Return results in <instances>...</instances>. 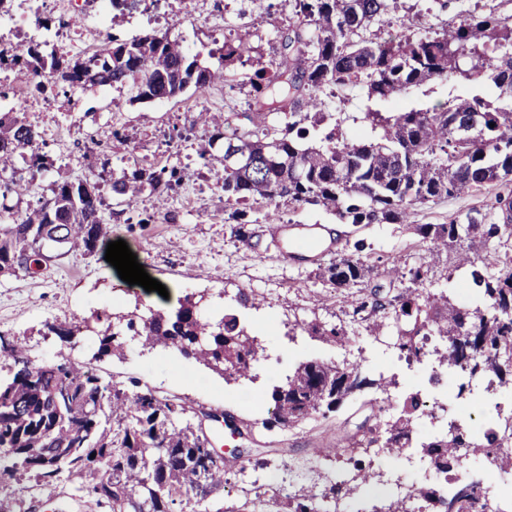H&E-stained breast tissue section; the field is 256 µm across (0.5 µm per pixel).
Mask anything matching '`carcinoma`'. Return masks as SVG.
Listing matches in <instances>:
<instances>
[{
  "label": "carcinoma",
  "instance_id": "cac0c4a2",
  "mask_svg": "<svg viewBox=\"0 0 512 512\" xmlns=\"http://www.w3.org/2000/svg\"><path fill=\"white\" fill-rule=\"evenodd\" d=\"M296 19L289 22L280 59L256 72L254 128L239 130L229 119L219 123L199 113L219 133L200 146L203 164L224 169V204L236 220L235 235L251 242L241 206L262 200L319 206L343 224H404L409 209L441 198L512 185V25L495 10L477 14L460 10L448 27L418 37L383 43L363 36L370 26L392 23L396 0H295ZM27 77L44 93L61 88L117 86L133 101L168 100L188 85L205 88L221 74L201 65L169 32L131 40L109 36L87 59H74L64 49L46 50L44 42H14L0 36V69ZM462 77L489 84L495 105L478 94L455 104L425 111H400L366 118L381 127L372 141L347 142L333 131L319 138L310 128V111L321 106L322 88L360 86L368 96L397 98L422 83ZM23 108L0 112V275L18 269L38 273L55 259L81 249L96 252L108 235L101 214L103 173L90 172L72 183H57L52 196L22 213L6 204L21 196L29 180L8 171L16 155H29L30 180L50 170L42 153L43 139L20 116ZM223 141L220 154L212 153ZM245 154L246 164L232 157ZM184 171L177 166L158 171L136 170L110 179L112 193L131 204L144 192L164 200ZM429 255L460 246L457 267L474 264L476 243L498 241L501 251L492 266L471 276L485 304L471 308L454 290L424 293L408 288L391 321L376 317L378 303L362 302L354 313L368 311L367 335L378 337L394 328L393 348L420 362L435 358L438 366L460 370L485 384L484 393L512 385V191L495 193L484 212H469L447 224H420ZM467 246H462V243ZM371 272L359 258H341L321 271L335 288H352ZM200 301L188 295L179 309L158 311L126 328L141 346L171 345L183 355L236 379L251 377L265 348L227 313L213 323L199 313ZM48 332L69 339L84 332L98 337L97 357L124 356L125 343L111 316L69 324L47 323ZM328 345L350 341L345 329L314 320L297 324ZM10 362L11 379L0 381V485L32 477L30 498L51 494L63 480L98 509L107 512H196L207 497L224 486V462L209 458L207 438L187 423L177 425L185 407L160 398L137 380L129 385L106 383L92 369L68 360L35 363L21 342L0 339V360ZM393 381L380 372L371 378L361 364L314 360L300 365L272 393L274 417L295 427L316 415L327 416L343 403L377 405L369 390L386 393ZM422 416L416 392L394 407L391 420L376 423L351 443L355 478L332 484L333 499H350L371 485L376 472L353 457L355 449L382 448L399 458L412 443L415 422ZM430 478L440 480L466 463L479 468L494 457L498 469L512 467V416L501 417L497 429L476 436L454 422L441 436L422 432L420 443ZM484 500L478 481L458 485L448 496L413 487L412 497L392 499L374 512H480ZM288 512H320L316 497H288Z\"/></svg>",
  "mask_w": 512,
  "mask_h": 512
}]
</instances>
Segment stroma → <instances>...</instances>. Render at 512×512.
Returning a JSON list of instances; mask_svg holds the SVG:
<instances>
[{
    "mask_svg": "<svg viewBox=\"0 0 512 512\" xmlns=\"http://www.w3.org/2000/svg\"><path fill=\"white\" fill-rule=\"evenodd\" d=\"M487 3L501 17L512 19V0H452L446 8L439 0H397L394 24L377 30L376 35L384 40L402 29L411 35L430 28L439 30L457 10H479ZM98 7L107 13L112 10L110 0L99 6L94 0H42L39 23L5 28L0 35L16 42L42 39L47 30L59 31L68 36L70 54L86 58L106 36L129 39L166 30L202 65L222 72L224 78L202 90L188 87L177 98L163 101L133 103L127 91L109 86L61 93L48 100L16 72L0 70V96L9 100L17 89H24L31 102L26 119L41 132L43 150L54 161L48 172L33 181L21 205H36L50 197L53 182L79 181L93 167L105 166L118 173L173 165L186 169L184 180L169 191L162 204L147 194L132 205L120 204L110 186L102 185L105 202L112 209L108 238L126 241L146 272L168 292L202 295V316L217 321L225 310L235 311L253 335L267 340V358L256 365L250 379L235 380L174 349L145 348L131 338L123 357L99 359L93 334L78 335L68 342L46 335L49 322L91 321L99 314L146 318L157 309L177 311V304L158 292L121 280L101 250L93 255L68 253L39 275L19 270L0 277V337L26 342L32 360L38 363L64 357L93 368L107 382L125 384L138 379L160 397L184 405L185 421L201 426L217 448L234 441L224 425L202 422L200 409H230L240 418L272 420L271 394L282 385L285 375L311 360H341L346 352L368 367L395 375L398 384L388 391L390 401L413 391L428 407L446 404L456 390L448 373L433 377L430 367L408 363L395 350L367 337L365 323L354 308L377 299L387 310H394L409 285L405 272L422 266L428 269L425 290L452 286L464 291L467 300H475L480 290L465 270L457 268L454 255L426 266L427 245L413 227L445 224L467 212L486 210L494 189L415 206L403 224L354 226L340 223L317 206L280 202L276 222L296 227L319 224L340 241L318 262L280 261L275 257L273 224L263 219L265 204L251 207L256 219L251 242L245 244L235 237L234 221L224 208V171L219 166L204 168L197 154L198 143L208 140L214 129L199 123L197 117L202 112L231 113L236 124L250 127L255 73L279 58L288 21L296 11L294 0H160L117 22H104L91 35L77 31L75 17ZM241 40L247 43L248 52L224 60L220 47ZM474 92L491 101L496 98L488 86L461 78L448 83L427 81L389 99L367 98L358 87L328 86L320 94L323 126L336 128L350 141L370 140L378 132L366 120V113L389 115L426 109ZM349 255L367 259L373 268L358 286L340 290L318 278L321 267ZM241 291L259 295V307L238 306L236 295ZM292 318L342 326L352 342L343 351L304 333L296 342H289L286 332ZM374 422L371 406L347 403L328 417L295 428H256L249 438L237 442L253 449L256 457L264 460V467L242 470L228 463L223 490L207 500L210 512H278L286 496L303 489L322 490L327 481L314 447L345 441L359 433L362 424Z\"/></svg>",
    "mask_w": 512,
    "mask_h": 512,
    "instance_id": "obj_1",
    "label": "stroma"
}]
</instances>
